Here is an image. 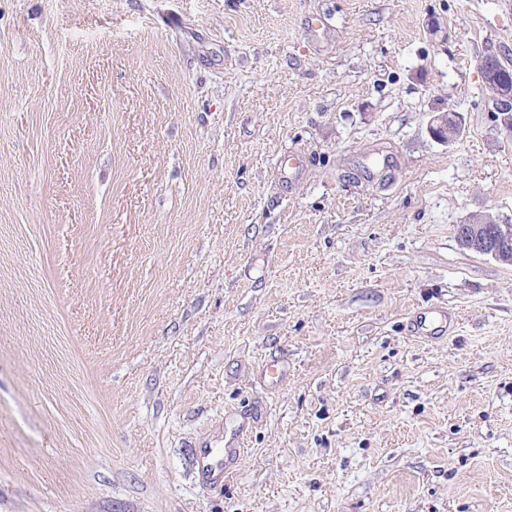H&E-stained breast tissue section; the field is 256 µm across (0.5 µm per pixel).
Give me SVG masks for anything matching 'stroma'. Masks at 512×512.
Segmentation results:
<instances>
[{
	"label": "stroma",
	"instance_id": "stroma-1",
	"mask_svg": "<svg viewBox=\"0 0 512 512\" xmlns=\"http://www.w3.org/2000/svg\"><path fill=\"white\" fill-rule=\"evenodd\" d=\"M489 49L512 0H0V512H512ZM460 127L461 123L457 115L441 113L434 118L430 132L436 140L449 143L458 136ZM457 239L466 250L512 266V224H497L490 218L476 216L458 225ZM241 452L237 441L233 440L226 448H211L201 442L195 448V468L198 482L210 487L224 486V469L228 460L236 459Z\"/></svg>",
	"mask_w": 512,
	"mask_h": 512
}]
</instances>
